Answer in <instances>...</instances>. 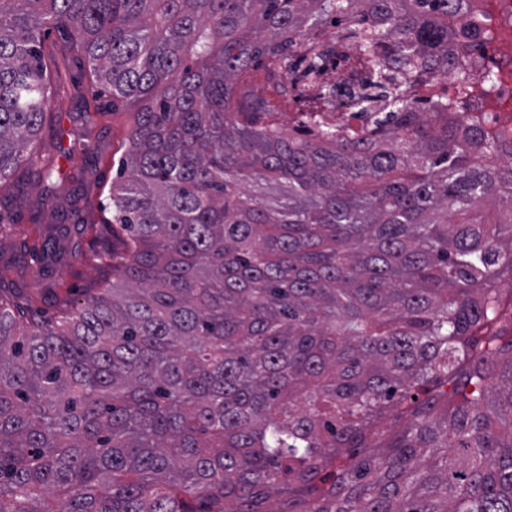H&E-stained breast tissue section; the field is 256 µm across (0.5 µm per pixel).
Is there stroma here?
I'll return each mask as SVG.
<instances>
[{
	"label": "stroma",
	"mask_w": 512,
	"mask_h": 512,
	"mask_svg": "<svg viewBox=\"0 0 512 512\" xmlns=\"http://www.w3.org/2000/svg\"><path fill=\"white\" fill-rule=\"evenodd\" d=\"M68 84L69 100L62 111L49 112L34 143L39 156L53 160L56 175L43 189L22 174L13 175L9 190L0 192V275L35 297L48 315H57L56 301L68 298L81 306L85 291L112 281L107 266L112 233L103 222L104 188L117 179L128 150L129 116L124 106H112L93 83L87 64L59 60ZM100 108L85 119L83 102ZM78 208L69 216L71 243L76 253L61 255L52 274H45L31 257L40 247L48 225L60 223L59 208Z\"/></svg>",
	"instance_id": "stroma-1"
}]
</instances>
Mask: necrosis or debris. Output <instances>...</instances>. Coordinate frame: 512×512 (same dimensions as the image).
Masks as SVG:
<instances>
[{
  "label": "necrosis or debris",
  "instance_id": "necrosis-or-debris-1",
  "mask_svg": "<svg viewBox=\"0 0 512 512\" xmlns=\"http://www.w3.org/2000/svg\"><path fill=\"white\" fill-rule=\"evenodd\" d=\"M479 15L478 29L482 50L467 48L465 38L450 46L460 67H476L478 71L469 84L456 76H438L437 84L448 93L451 111H462L475 117L484 135L512 147V0H473ZM325 85L336 90V109L325 113L324 119L336 125L341 134L352 138L365 137L371 119L361 104L363 95L371 91L367 72L351 67V51L343 43H335L330 62L322 75Z\"/></svg>",
  "mask_w": 512,
  "mask_h": 512
}]
</instances>
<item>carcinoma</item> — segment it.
<instances>
[{"mask_svg":"<svg viewBox=\"0 0 512 512\" xmlns=\"http://www.w3.org/2000/svg\"><path fill=\"white\" fill-rule=\"evenodd\" d=\"M462 3L0 0V189L65 104L50 29L130 110L112 287L56 320L0 277V512H512V164L417 96ZM328 18L386 91L364 140ZM303 63L290 131L243 89ZM329 65L323 71L321 80L336 89V110L324 112V120L336 125L341 134L352 138L365 137L371 127V119L364 112L361 96L370 93L372 82L365 71H353L351 49L336 41Z\"/></svg>","mask_w":512,"mask_h":512,"instance_id":"carcinoma-1","label":"carcinoma"}]
</instances>
